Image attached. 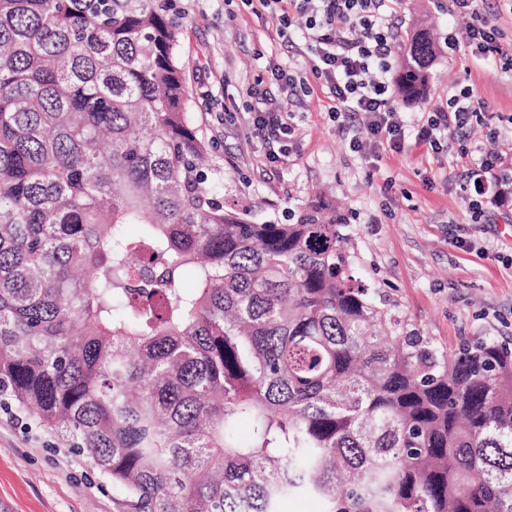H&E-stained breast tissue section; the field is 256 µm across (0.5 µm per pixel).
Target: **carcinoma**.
I'll use <instances>...</instances> for the list:
<instances>
[{"label":"carcinoma","instance_id":"1","mask_svg":"<svg viewBox=\"0 0 512 512\" xmlns=\"http://www.w3.org/2000/svg\"><path fill=\"white\" fill-rule=\"evenodd\" d=\"M180 36L174 0H0V404L131 512H512V349L408 329L319 201L224 208ZM439 54L409 33L402 100ZM323 502L315 497H293L284 499L279 512H324Z\"/></svg>","mask_w":512,"mask_h":512}]
</instances>
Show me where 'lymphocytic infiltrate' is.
<instances>
[{"label":"lymphocytic infiltrate","mask_w":512,"mask_h":512,"mask_svg":"<svg viewBox=\"0 0 512 512\" xmlns=\"http://www.w3.org/2000/svg\"><path fill=\"white\" fill-rule=\"evenodd\" d=\"M274 18L280 35L300 28L308 53L306 65L335 102L337 116L356 123L350 145L355 151L402 152L405 124L389 95L388 74L397 49L391 21L400 0H257ZM450 12L466 24L467 41L449 35L450 50L466 49L476 59L501 54L497 28L480 22V0H451ZM272 87L251 90L252 123L261 133L283 141L291 132L278 98L298 92V79L281 66L271 69ZM481 102L467 87L453 90L447 107L432 111L419 126L417 145L438 151L442 143L465 135L481 117ZM499 161L483 150L467 163L462 186L470 220L494 223L497 211L512 198V182L498 175Z\"/></svg>","instance_id":"1"}]
</instances>
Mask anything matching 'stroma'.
Segmentation results:
<instances>
[{"label":"stroma","mask_w":512,"mask_h":512,"mask_svg":"<svg viewBox=\"0 0 512 512\" xmlns=\"http://www.w3.org/2000/svg\"><path fill=\"white\" fill-rule=\"evenodd\" d=\"M182 17L180 55L194 123L224 172L226 209L258 223L286 222L291 210L322 197L349 237L354 274L382 307L440 346L489 337L512 347V210L497 223L474 224L459 189L461 166L447 153L409 146L374 160L353 151L330 107L326 87L304 64L303 39L278 37L270 16L242 0H175ZM401 33L422 15L439 36L466 28L448 13V0H401ZM504 34V52L485 65L443 53L432 69L426 103H401L409 122L445 106L450 86L471 87L483 102L469 130L468 150L496 148L512 168V7L490 8ZM293 70L309 87L291 102L288 153L270 161L272 144L251 124L250 87L268 85L269 65ZM0 512H129L123 491L57 433L28 414L0 407Z\"/></svg>","instance_id":"1"}]
</instances>
